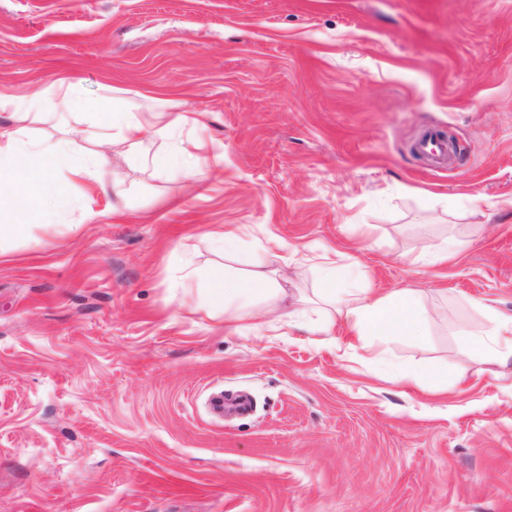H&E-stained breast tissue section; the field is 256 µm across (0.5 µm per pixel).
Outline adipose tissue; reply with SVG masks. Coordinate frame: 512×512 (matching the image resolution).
<instances>
[{
  "mask_svg": "<svg viewBox=\"0 0 512 512\" xmlns=\"http://www.w3.org/2000/svg\"><path fill=\"white\" fill-rule=\"evenodd\" d=\"M17 132L0 127V144L7 154L0 160V194L14 212V220L0 224V240L24 232L26 214L61 192L54 178L62 165H70L75 178L91 181L103 194L112 198L113 214H120L126 190L122 180L107 176V161L95 156L86 162L81 140L73 139L61 145L42 142L33 150L19 148ZM322 286L316 297L320 304L319 317L308 331L315 336H331L337 319H344L350 332L358 337L379 336L392 340L401 336L422 335L430 318L425 298L416 290L405 288L377 295L367 289L340 288L336 285V265L329 262L318 268ZM212 310H224L225 320H232L229 306L241 298L262 296L269 307L277 309L286 301L288 291L272 278L266 264H257L247 273L225 268L216 275ZM488 324L474 331L460 328L459 333L473 344L484 357L507 362L512 359V314L490 312Z\"/></svg>",
  "mask_w": 512,
  "mask_h": 512,
  "instance_id": "obj_1",
  "label": "adipose tissue"
}]
</instances>
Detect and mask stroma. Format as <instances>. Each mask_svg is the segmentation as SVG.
Wrapping results in <instances>:
<instances>
[{
  "mask_svg": "<svg viewBox=\"0 0 512 512\" xmlns=\"http://www.w3.org/2000/svg\"><path fill=\"white\" fill-rule=\"evenodd\" d=\"M0 92L23 143L98 133L127 190L116 218L59 170L0 242V512H512V360L457 333L512 312V0H0ZM133 109L205 127L131 157ZM428 129L448 164L413 153ZM450 232L468 247L421 261ZM258 239L310 299L291 326L182 305ZM326 255L359 271L339 287L426 295L425 334L315 342ZM222 390L250 411L215 417Z\"/></svg>",
  "mask_w": 512,
  "mask_h": 512,
  "instance_id": "35a3bbf8",
  "label": "stroma"
}]
</instances>
